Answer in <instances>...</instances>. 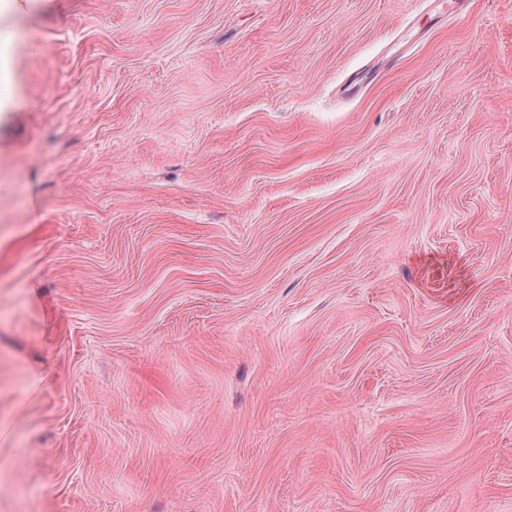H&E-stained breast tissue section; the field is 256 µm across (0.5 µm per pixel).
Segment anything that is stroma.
I'll return each mask as SVG.
<instances>
[{"label": "stroma", "mask_w": 512, "mask_h": 512, "mask_svg": "<svg viewBox=\"0 0 512 512\" xmlns=\"http://www.w3.org/2000/svg\"><path fill=\"white\" fill-rule=\"evenodd\" d=\"M0 512H512V0H0Z\"/></svg>", "instance_id": "35a3bbf8"}]
</instances>
